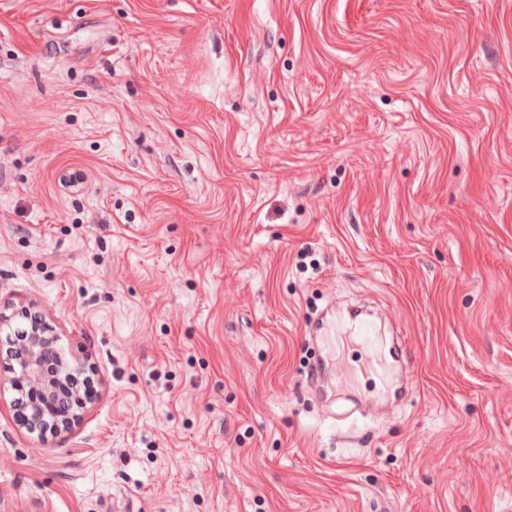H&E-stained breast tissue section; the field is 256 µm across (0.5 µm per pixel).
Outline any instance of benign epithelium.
<instances>
[{
	"label": "benign epithelium",
	"mask_w": 512,
	"mask_h": 512,
	"mask_svg": "<svg viewBox=\"0 0 512 512\" xmlns=\"http://www.w3.org/2000/svg\"><path fill=\"white\" fill-rule=\"evenodd\" d=\"M22 317L31 318L33 322L11 332V342L15 345V353L21 362L12 385L16 389L29 386L39 391V400L33 402L30 413L25 418L29 429L41 433H56L67 428L76 417L74 411L62 418L56 414L58 391L64 381L83 374L84 367L79 363L62 362L57 367L55 376H47L45 363L56 353V331L39 314L33 315L25 310Z\"/></svg>",
	"instance_id": "obj_1"
}]
</instances>
